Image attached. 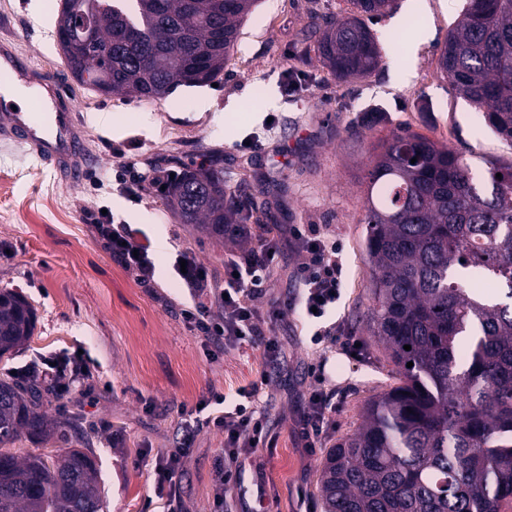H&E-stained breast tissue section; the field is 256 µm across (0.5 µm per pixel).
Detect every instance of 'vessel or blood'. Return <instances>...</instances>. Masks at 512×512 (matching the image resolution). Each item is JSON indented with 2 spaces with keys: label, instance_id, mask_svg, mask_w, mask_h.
Wrapping results in <instances>:
<instances>
[{
  "label": "vessel or blood",
  "instance_id": "vessel-or-blood-1",
  "mask_svg": "<svg viewBox=\"0 0 512 512\" xmlns=\"http://www.w3.org/2000/svg\"><path fill=\"white\" fill-rule=\"evenodd\" d=\"M8 84L24 85L31 93L18 107L0 92V137L27 145L61 178L79 179L93 161L83 153L73 99L50 72L1 42L0 89Z\"/></svg>",
  "mask_w": 512,
  "mask_h": 512
}]
</instances>
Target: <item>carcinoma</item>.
Instances as JSON below:
<instances>
[{
	"label": "carcinoma",
	"mask_w": 512,
	"mask_h": 512,
	"mask_svg": "<svg viewBox=\"0 0 512 512\" xmlns=\"http://www.w3.org/2000/svg\"><path fill=\"white\" fill-rule=\"evenodd\" d=\"M69 2L61 0L55 28L79 85L90 88L80 71L91 68L102 94L161 100L224 73L259 0H88L99 31L91 46L73 35ZM350 2L354 14L316 13L308 26L342 82L381 67L382 49L360 16L380 18L396 5ZM438 72L512 147V0H467ZM165 198L179 223L209 235L240 221L217 169L183 172ZM365 208L368 328L398 382L371 397L357 432L327 453L323 512H499L512 498V163L479 179L451 146L395 133L372 161ZM35 328L28 300L1 288L0 358ZM70 428L69 418L41 412L26 382L0 376V444L23 432L63 439ZM102 507L87 453L19 457L0 448V512Z\"/></svg>",
	"instance_id": "1"
}]
</instances>
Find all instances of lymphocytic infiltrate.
Instances as JSON below:
<instances>
[{
	"label": "lymphocytic infiltrate",
	"instance_id": "1",
	"mask_svg": "<svg viewBox=\"0 0 512 512\" xmlns=\"http://www.w3.org/2000/svg\"><path fill=\"white\" fill-rule=\"evenodd\" d=\"M134 176L123 186L130 201H139L144 189L154 191L169 186L172 168L169 161L153 160L138 169L135 159L123 162ZM92 229L112 258L142 287L155 285V262L146 247L138 246L130 225L115 223L110 215L92 219ZM224 234L231 239H247L251 248L224 258V275L216 277L212 267L200 262L194 251L184 249L178 256L186 262L180 282L193 296V307L183 310L185 324L203 336L215 352L228 353L245 345L260 348L266 365H276L280 345L272 330L288 312L299 311L313 322L320 321L335 308L342 286V268L337 248L314 227L285 224H228ZM305 254L296 272L297 289L289 297L270 300L269 293L279 269L280 258L288 250ZM88 360L78 353L40 356L29 370L36 384L45 385L55 398L68 397L76 383L90 379ZM269 374H261L258 384L240 390V403L227 404L223 394L212 392L194 408L187 410L182 438L176 450L162 454L155 465L157 496L164 512H185L180 493L185 460L198 430L213 427L224 434V459L217 467L214 512H224L229 490L240 487L246 460L265 442L269 427L260 400V388L268 384ZM333 406L324 388L305 395L300 415L299 438L304 448L315 449L322 435L332 427Z\"/></svg>",
	"mask_w": 512,
	"mask_h": 512
}]
</instances>
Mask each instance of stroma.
Wrapping results in <instances>:
<instances>
[{
	"label": "stroma",
	"mask_w": 512,
	"mask_h": 512,
	"mask_svg": "<svg viewBox=\"0 0 512 512\" xmlns=\"http://www.w3.org/2000/svg\"><path fill=\"white\" fill-rule=\"evenodd\" d=\"M58 4L0 0V40L53 72L69 91L93 170L109 183L97 190L86 178H57L28 146L0 139V289L26 296L37 315L34 336L0 361V372L78 349L95 370L91 386L60 401L43 398L47 417H75V430L46 441L24 435L13 450L83 449L99 469L104 512H160L155 457L175 449L183 408L208 391L231 397L259 381V348L246 345L210 360L203 338L180 316L192 300L172 269L185 247L223 269L225 255L248 249V242L178 223L163 196L132 203L113 181L120 157L145 163L163 155L183 167L223 170L250 223L312 224L336 241L343 288L323 324L337 338L313 343V327L300 326L293 315L277 327L284 359L276 384L263 394L270 435L245 462L242 494L227 496L228 512H322L318 478L328 449L357 430L371 396L396 383L394 365L365 326L373 304L364 244L366 174L378 145L407 128L452 146L480 178L491 165L512 162V147L438 73V48L464 0H397L393 13L369 26L383 44L403 33L410 58L402 66L384 61L372 76L347 82L336 81L300 33L313 14L348 15V0H260L216 86L181 87L161 101L80 86L58 50ZM102 209L135 225L140 243L165 235L169 248L157 256L155 289L142 288L94 235L87 214ZM342 336L362 341V359L347 360ZM313 365L322 367L336 410L332 429L310 452L295 429ZM223 455V433L202 429L185 463L187 512H212L214 468Z\"/></svg>",
	"instance_id": "35a3bbf8"
}]
</instances>
